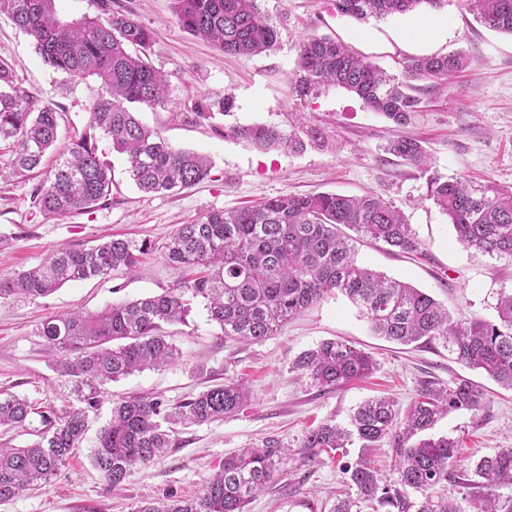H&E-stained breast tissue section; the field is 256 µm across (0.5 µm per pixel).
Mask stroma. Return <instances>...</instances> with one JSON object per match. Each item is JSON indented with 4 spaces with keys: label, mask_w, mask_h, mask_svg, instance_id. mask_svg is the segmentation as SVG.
<instances>
[{
    "label": "stroma",
    "mask_w": 512,
    "mask_h": 512,
    "mask_svg": "<svg viewBox=\"0 0 512 512\" xmlns=\"http://www.w3.org/2000/svg\"><path fill=\"white\" fill-rule=\"evenodd\" d=\"M112 11L132 15L154 32L152 65L167 76L165 108H139L138 116L174 146L209 157L208 177L191 187L148 196L127 172L124 155L100 140L112 171L108 200L91 213L55 218L30 200L35 178L11 173L10 155L0 150V272L37 265L59 246H82L103 235L147 241L135 273L67 284L35 301L0 304V391L37 403H67L53 370V356L39 336L45 317L63 311L95 313L112 304L162 293L176 279L162 246L183 224L210 210L241 208L284 193L376 194L405 215L420 242L418 255L361 245V263L411 283L447 305L457 318L494 319L500 293L512 291V262L464 248L448 219L427 200L426 177L389 150L400 138L418 140L433 171L475 183L512 186V36L477 23L462 0L414 14L358 21L341 15L333 0H261V9L280 30L274 50L229 56L184 31L174 20L171 0H109ZM340 39L356 53L395 74L405 58L463 52L466 69L447 86L414 83L420 100L408 122L395 125L347 91L328 87L306 97L291 89L299 45L308 36ZM0 61L11 64L22 87L60 113V139L81 132L88 106L100 91L89 79L74 83L36 53L31 39L0 16ZM233 106L223 111L225 95ZM266 124L296 133L303 151L263 152L229 136L239 125ZM181 358L161 371L147 370L108 385L69 466L46 487H35L0 512H129L143 499L191 496L216 472L225 455L277 438L288 457L268 488L247 512H328L325 503L343 489L344 466L368 456L380 484L396 485L388 441L367 451L352 445L343 457L307 462L302 445L325 420L347 422L352 409L376 396L393 398L407 411L422 382L440 386L459 378L480 383L486 400L478 412L455 411L435 434L459 438V475L484 456L512 448V390L463 366L440 345L401 346L372 335L355 308L330 295L290 319L279 333L258 344L225 342L209 321L203 302H194L186 323L168 324ZM327 339L347 340L378 363L369 378L333 393L297 381L293 360ZM246 383L249 397L224 421L178 428L173 446L159 462L134 467L121 488L109 489L88 454L109 420L114 400L149 394L174 404L224 380Z\"/></svg>",
    "instance_id": "1"
}]
</instances>
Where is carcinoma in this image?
I'll use <instances>...</instances> for the list:
<instances>
[{"label": "carcinoma", "instance_id": "1", "mask_svg": "<svg viewBox=\"0 0 512 512\" xmlns=\"http://www.w3.org/2000/svg\"><path fill=\"white\" fill-rule=\"evenodd\" d=\"M99 2L100 14L62 21L55 0H0V14L32 38L45 62L73 82L93 77L102 89L89 106L83 133L59 152L53 168L42 172L43 159L57 147L58 112L49 104L37 105L14 69L0 62V143L9 145L14 176L42 173L30 198L52 217L83 214L110 195L112 176L99 155L101 137L127 155L130 177L146 194L190 187L209 174L205 156L171 145L129 108L167 106V79L146 54L152 31L108 9L107 0ZM440 2L334 0V6L340 14L364 21L437 8ZM464 6L486 28L512 35V0H464ZM173 15L182 29L228 55H259L278 42L277 27L261 10L260 0H173ZM465 64L460 51L413 58L402 64L398 79L345 44L312 35L300 43L291 86L299 97L322 87L342 88L393 124L403 125L419 105L411 94L412 81L446 85ZM230 134L261 151L303 146L274 126H237ZM392 152L429 174L426 199L448 218L461 245L512 260V186L476 188L461 178L432 173L427 153L412 139L394 142ZM357 242L383 243L407 254L420 249L403 213L370 194H282L249 208L211 210L192 224L180 225L164 246V258L178 278L163 293L94 314L47 317L40 336L54 352L57 378L72 387L85 407L58 413L0 393V428H23L35 416L41 424L27 446L0 445V502L35 485L51 484L80 448L88 409L107 385L177 362L179 350L162 325L186 321L195 300L204 301L209 320L220 327L224 339L259 343L336 291L358 308L374 335L400 345L440 343L463 365L512 390V293L500 294L494 321L455 320L426 291L358 263ZM145 249L144 242L114 236L90 247H58L31 269L0 274V302H32L67 283L104 279L119 269L132 273ZM292 369L327 393L371 375L377 362L349 341L326 340L301 353ZM248 395L243 383L227 380L174 407L157 397H123L112 402L90 462L107 486L116 489L132 467L168 454L171 426L220 421L236 413ZM484 398L483 390L467 379L448 388L425 382L401 428L395 401L376 397L360 404L346 424L327 420L311 430L303 443L310 462L349 447L355 439L370 448L387 438L396 455L394 487L380 486L364 460L347 466V491L331 512H512V499L502 504L499 494L500 488L512 487V448H500L474 465L467 480L472 488L465 498L469 510L451 498L433 496L436 487L452 481L449 466L460 443L450 436L419 434L450 412L479 410ZM287 458L288 449L268 438L226 455L199 493L142 501L131 512H246ZM412 493L420 498L411 499Z\"/></svg>", "mask_w": 512, "mask_h": 512}]
</instances>
